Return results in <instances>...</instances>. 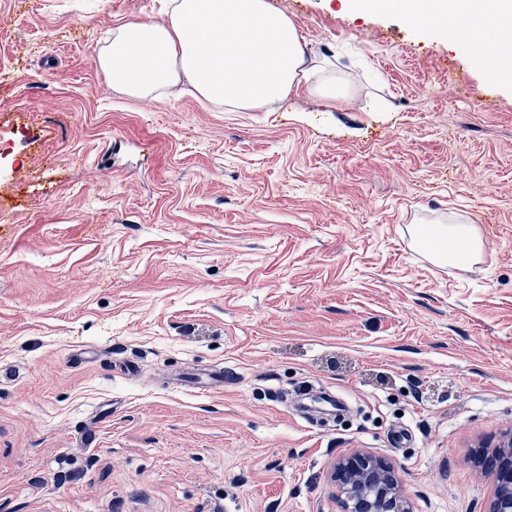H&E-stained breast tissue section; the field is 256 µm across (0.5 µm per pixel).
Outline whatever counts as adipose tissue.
Listing matches in <instances>:
<instances>
[{
  "label": "adipose tissue",
  "instance_id": "adipose-tissue-1",
  "mask_svg": "<svg viewBox=\"0 0 512 512\" xmlns=\"http://www.w3.org/2000/svg\"><path fill=\"white\" fill-rule=\"evenodd\" d=\"M407 19L438 28L445 18L467 13L473 37L494 26L512 40V0H396ZM168 19L123 25L100 57L112 84L130 97L160 96L179 82L220 106L275 111L291 91L303 88L332 103L345 96L336 80L309 65L294 23L269 0H168ZM435 261L468 268L481 250L478 236L462 238L442 227Z\"/></svg>",
  "mask_w": 512,
  "mask_h": 512
}]
</instances>
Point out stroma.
<instances>
[{
    "instance_id": "35a3bbf8",
    "label": "stroma",
    "mask_w": 512,
    "mask_h": 512,
    "mask_svg": "<svg viewBox=\"0 0 512 512\" xmlns=\"http://www.w3.org/2000/svg\"><path fill=\"white\" fill-rule=\"evenodd\" d=\"M269 2L340 108L136 99L99 57L164 0H0V512H339L357 452L413 512H484L512 429V79L482 108L462 36ZM439 224L479 231L471 268L419 245Z\"/></svg>"
}]
</instances>
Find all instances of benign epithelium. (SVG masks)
<instances>
[{
  "label": "benign epithelium",
  "mask_w": 512,
  "mask_h": 512,
  "mask_svg": "<svg viewBox=\"0 0 512 512\" xmlns=\"http://www.w3.org/2000/svg\"><path fill=\"white\" fill-rule=\"evenodd\" d=\"M495 456L500 468L488 512H512V432L499 442ZM333 479L342 496L341 512H410L400 495L397 471L384 457L358 453L336 464Z\"/></svg>",
  "instance_id": "1"
}]
</instances>
